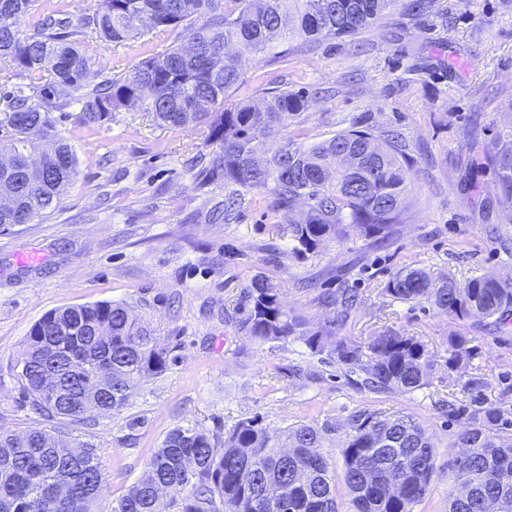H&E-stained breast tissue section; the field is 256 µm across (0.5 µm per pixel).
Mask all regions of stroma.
Segmentation results:
<instances>
[{
	"label": "stroma",
	"mask_w": 512,
	"mask_h": 512,
	"mask_svg": "<svg viewBox=\"0 0 512 512\" xmlns=\"http://www.w3.org/2000/svg\"><path fill=\"white\" fill-rule=\"evenodd\" d=\"M80 47L114 76L141 58L134 40L113 46L87 33ZM301 90L308 141L359 129L394 134L407 159L402 216L383 247L357 233L301 257L277 227L307 206L280 210L258 190L225 210L223 182L197 173L214 148L202 130L158 124L149 112H116L96 130L79 114L57 113L78 174L55 210L0 232V432L51 426L67 443L99 449L108 492L102 512L139 480L170 431H227L248 418L270 432L298 421L336 424L321 450L339 457L354 412H407L433 432L436 471L415 512H448V447L471 409L512 413V323L482 330L426 304L392 301L384 288L405 267L466 284L495 273L512 279V207L501 199L494 158L498 133L512 130V0H393L345 39L294 41L279 54L244 56L226 106L261 103L264 93ZM271 282L284 308L336 335L365 343L393 330L424 340L428 384L411 394L369 392L361 375L322 362L298 343L278 349L237 327V304L255 277ZM353 288L362 302L346 318L322 296ZM127 302L156 328L173 359L144 378L118 411L83 421L47 420L19 380L31 327L47 312ZM469 337L472 355L448 368V338Z\"/></svg>",
	"instance_id": "1"
}]
</instances>
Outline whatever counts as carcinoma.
I'll list each match as a JSON object with an SVG mask.
<instances>
[{"label":"carcinoma","instance_id":"carcinoma-1","mask_svg":"<svg viewBox=\"0 0 512 512\" xmlns=\"http://www.w3.org/2000/svg\"><path fill=\"white\" fill-rule=\"evenodd\" d=\"M393 0H100L95 15L67 27L54 14L41 16L20 32L15 16L37 14L39 0H0V61L4 77L18 78L5 93L7 132L0 153L22 157L31 138L44 141L40 163L0 178V188L17 209L0 207V227L29 224L60 202L77 175L78 157L59 135L53 113L79 106L83 127L95 129L121 111L151 112L174 128L206 132L216 146L197 177L272 195L292 211L307 201L301 221L285 227L291 251L311 254L352 228L375 243L390 238L408 192V161L402 146L380 142L373 133L348 130L306 143L301 131L287 135L265 165L254 156L275 127L305 108L302 92H271L262 107L224 96L241 78L240 59L230 43L259 57L295 40L346 38L357 34ZM207 22L185 52L169 45L159 52L144 46L143 59L128 73L97 71L80 50L84 29L94 27L107 43L123 44L146 30L172 31L196 15ZM23 113L29 123L19 125ZM496 161L503 203L512 206V133L499 136ZM385 292L405 303H427L455 321L512 316V282L492 274L465 285L437 284L418 268H405ZM239 329L259 343L299 340L314 355H326L351 373L364 375L375 393L411 394L426 385L433 364L427 344L416 336L387 331L367 343L334 339L337 320L312 329L287 311L277 288L255 278L243 291ZM466 336L448 338V368L470 356ZM171 362L155 330L128 303L101 302L52 310L29 331L19 360L22 390L49 418L83 420L92 400L103 412L123 408L137 384L159 376ZM499 410L476 408L448 452V512H512V433L503 431ZM341 449L342 468L319 451L322 433L336 425L294 423L283 433L268 431L257 418L226 433L178 427L164 440L145 478L134 483L112 512H161L160 497L174 493L168 512H261L257 499L275 500L288 512H414L436 470L435 436L414 416L363 411L351 417ZM75 453L56 431L32 427L0 433V512H99L108 484L97 449L86 442ZM345 490L347 507L339 502Z\"/></svg>","mask_w":512,"mask_h":512}]
</instances>
